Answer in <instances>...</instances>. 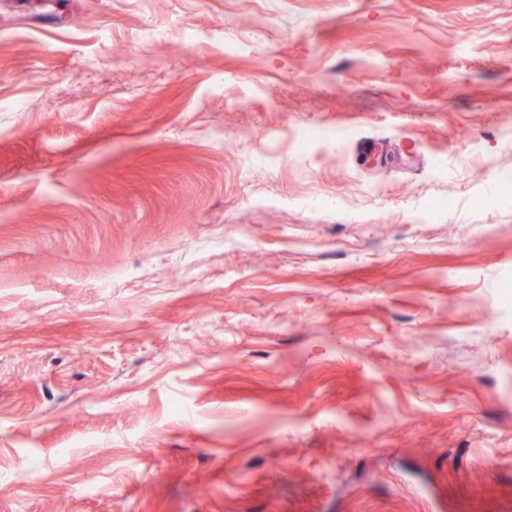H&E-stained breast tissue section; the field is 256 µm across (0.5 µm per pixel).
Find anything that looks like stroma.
Masks as SVG:
<instances>
[{"label": "stroma", "instance_id": "stroma-1", "mask_svg": "<svg viewBox=\"0 0 512 512\" xmlns=\"http://www.w3.org/2000/svg\"><path fill=\"white\" fill-rule=\"evenodd\" d=\"M507 170L512 0H0V512H512Z\"/></svg>", "mask_w": 512, "mask_h": 512}]
</instances>
